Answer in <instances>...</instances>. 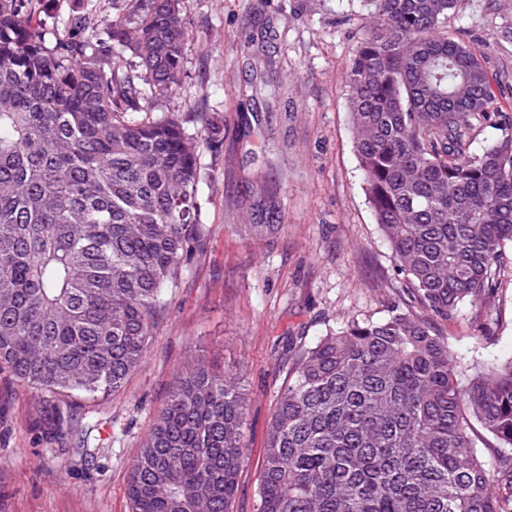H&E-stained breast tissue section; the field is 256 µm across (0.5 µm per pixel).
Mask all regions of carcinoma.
I'll use <instances>...</instances> for the list:
<instances>
[{
    "mask_svg": "<svg viewBox=\"0 0 512 512\" xmlns=\"http://www.w3.org/2000/svg\"><path fill=\"white\" fill-rule=\"evenodd\" d=\"M0 0V369L54 397L120 390L209 236V112L148 108L177 84L186 0H128L63 28ZM348 69L365 191L420 313L348 321L287 367L254 512H512V358L462 378L430 320L490 299L512 243V117L448 36L462 0H372ZM201 126L207 137L189 134ZM241 369L177 378L131 466V512H231L246 459ZM496 442V475L474 425ZM498 122L499 114L491 113L485 121H482L477 126L472 144V148L475 151H481L499 136Z\"/></svg>",
    "mask_w": 512,
    "mask_h": 512,
    "instance_id": "carcinoma-1",
    "label": "carcinoma"
}]
</instances>
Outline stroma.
I'll use <instances>...</instances> for the list:
<instances>
[{
  "instance_id": "obj_1",
  "label": "stroma",
  "mask_w": 512,
  "mask_h": 512,
  "mask_svg": "<svg viewBox=\"0 0 512 512\" xmlns=\"http://www.w3.org/2000/svg\"><path fill=\"white\" fill-rule=\"evenodd\" d=\"M371 11L366 0H187L183 74L155 110L203 107L219 121L215 148L199 153L209 237L142 366L107 399L66 398L59 434L44 429V393L0 372V512H130L140 442L179 373L199 361L243 367L247 456L232 512H253L290 343L385 319L403 297L347 103ZM447 30L482 56L512 114V0H463ZM257 224L273 230L256 235ZM433 326L463 374L512 357V244L489 305H461Z\"/></svg>"
}]
</instances>
